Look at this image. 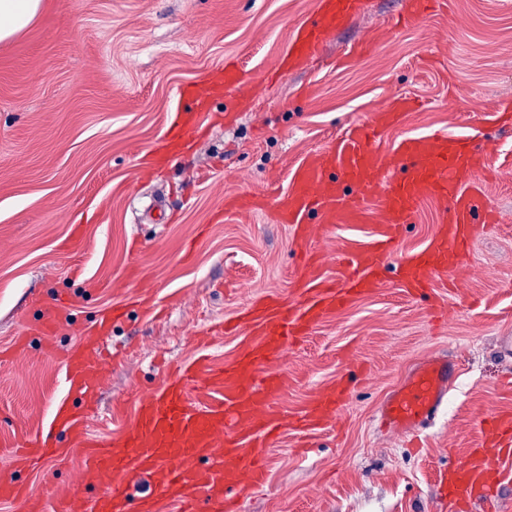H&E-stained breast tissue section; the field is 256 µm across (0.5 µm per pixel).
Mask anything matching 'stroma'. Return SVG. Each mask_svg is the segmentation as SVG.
Masks as SVG:
<instances>
[{"label":"stroma","instance_id":"35a3bbf8","mask_svg":"<svg viewBox=\"0 0 512 512\" xmlns=\"http://www.w3.org/2000/svg\"><path fill=\"white\" fill-rule=\"evenodd\" d=\"M316 0H43L39 17L0 43V349L19 332L28 352L0 365V471L10 450L45 440L64 454L22 472L52 480L62 498L81 488L83 455L54 421L75 402L58 363L38 343L57 318L58 353L112 326L93 438L115 441L167 367L207 354L235 359L244 336L217 334L270 294L298 301L303 255L320 251L327 274L343 252L368 244L375 224H342L299 242L271 212L224 217L230 196L284 194L294 168L348 125L387 103L416 101L386 130L384 147L436 130L492 141L495 173L486 206L502 221L476 238L455 287L436 281L406 295L395 272L375 292L290 342L278 364L279 404L291 416L337 379L347 383L335 424L307 453L288 431L267 450L270 479L244 512H441L440 471L484 441L481 417L512 412V123L484 109L512 104V0H446L393 37L383 31L407 0H371L300 70L279 61ZM240 67L251 93L225 118L223 101L202 117L193 146L166 168L147 164L188 88L224 64ZM444 210L424 201L396 255L424 248ZM446 317L430 314L435 300ZM453 361L458 376L420 448L377 422L383 399L422 359Z\"/></svg>","mask_w":512,"mask_h":512}]
</instances>
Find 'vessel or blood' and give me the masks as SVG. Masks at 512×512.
Here are the masks:
<instances>
[{
    "label": "vessel or blood",
    "mask_w": 512,
    "mask_h": 512,
    "mask_svg": "<svg viewBox=\"0 0 512 512\" xmlns=\"http://www.w3.org/2000/svg\"><path fill=\"white\" fill-rule=\"evenodd\" d=\"M366 9V0H317L310 20L288 45L289 60L303 66L336 30ZM410 108L409 100H399L372 122L354 125L328 147L310 152L276 205V223L291 225L298 238L310 241L319 229L361 223L367 200L377 198L373 238L337 267V285L328 284L321 261L311 258L304 301L289 306L270 298L255 307L247 343L235 361L218 370L196 362L167 377L140 400L135 420L120 441L91 439L81 416L61 415L62 427L83 452L85 484L101 488L91 498L75 496L71 512H129L133 489L143 478L149 480L151 492L142 499L140 512H155L161 499L175 502L178 512H239L248 491L268 481L263 450L275 433L289 426L315 430L335 419L341 409L342 393L333 389L296 422L280 411L282 379L275 364L284 356L288 338L307 335L330 312L381 288L388 270H396L411 294L438 278L455 279L472 242L485 225L497 220L495 212L486 209L480 187L493 150L442 131L381 148L384 131ZM200 117L197 108L176 116L166 132V144L155 152L156 163L171 162L169 142L191 137ZM427 199L450 204L441 217L440 232L424 249L393 263L404 225L414 223ZM266 204L263 195L231 197L224 201V212L241 216ZM56 329L52 318L42 325L44 355L60 358L71 388L92 395L101 369L97 355L81 348L57 355ZM453 374L449 360L429 356L420 361L380 406L389 429L398 435L423 429L444 402ZM198 378L207 380L217 395L215 401L197 405L188 400L191 382ZM481 425L493 434L491 447L475 449L447 474L449 497L458 512L476 498L494 503V476L512 477V414L494 412ZM58 454V449L31 443L21 446L15 459L26 466L32 459ZM54 498L50 484L0 476L1 502L20 500L26 512H50Z\"/></svg>",
    "instance_id": "1"
}]
</instances>
